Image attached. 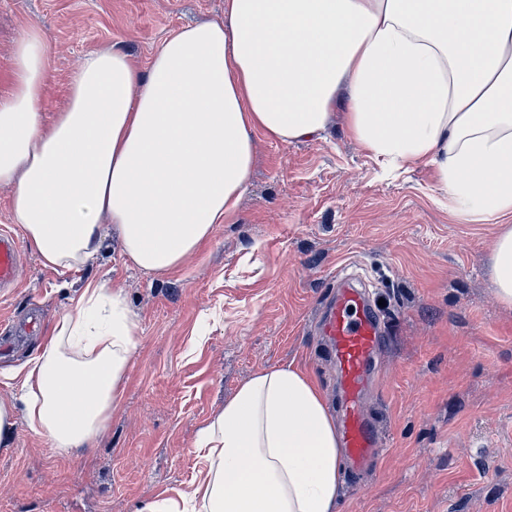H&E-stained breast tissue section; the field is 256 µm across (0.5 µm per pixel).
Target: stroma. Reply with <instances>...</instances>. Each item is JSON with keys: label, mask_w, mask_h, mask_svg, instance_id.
Masks as SVG:
<instances>
[{"label": "stroma", "mask_w": 512, "mask_h": 512, "mask_svg": "<svg viewBox=\"0 0 512 512\" xmlns=\"http://www.w3.org/2000/svg\"><path fill=\"white\" fill-rule=\"evenodd\" d=\"M224 0H0V97L12 48L31 25L49 44L44 110L68 104L89 52L120 44L138 67L180 27L218 19ZM506 222L458 216L431 168L384 173L336 108L321 137H257L235 216L165 276L108 237L96 262L65 272L26 249L0 317V402L87 278L121 289L139 324L123 391L95 448L61 456L17 419L0 446V512H136L178 498L197 470L199 432L258 371L293 365L333 401L334 373L311 322L338 266L384 300L386 344L367 406L389 448L343 479L340 512H512V307L496 293L494 250Z\"/></svg>", "instance_id": "obj_1"}]
</instances>
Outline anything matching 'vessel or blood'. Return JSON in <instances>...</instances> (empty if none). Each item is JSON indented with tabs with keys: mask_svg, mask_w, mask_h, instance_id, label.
Instances as JSON below:
<instances>
[{
	"mask_svg": "<svg viewBox=\"0 0 512 512\" xmlns=\"http://www.w3.org/2000/svg\"><path fill=\"white\" fill-rule=\"evenodd\" d=\"M22 251L14 234L0 228V288L18 283ZM340 394V427L346 464L359 474L373 467L386 441L368 413L365 399L379 377L383 329L369 291L346 270H338L336 289L319 324Z\"/></svg>",
	"mask_w": 512,
	"mask_h": 512,
	"instance_id": "obj_1",
	"label": "vessel or blood"
}]
</instances>
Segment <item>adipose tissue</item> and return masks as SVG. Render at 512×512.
I'll return each mask as SVG.
<instances>
[{
	"mask_svg": "<svg viewBox=\"0 0 512 512\" xmlns=\"http://www.w3.org/2000/svg\"><path fill=\"white\" fill-rule=\"evenodd\" d=\"M48 44L30 26L0 98V187L46 266L86 267L114 226L144 271L177 270L234 215L257 136L323 132L343 105L382 165L433 169L452 209L512 215V0H225L146 68L120 46L88 53L67 108L45 117ZM493 277L512 306V227ZM138 322L121 290L88 280L0 403V444L23 413L59 454L94 447L122 393ZM180 500L137 512H338L342 448L320 384L293 366L257 372L199 433Z\"/></svg>",
	"mask_w": 512,
	"mask_h": 512,
	"instance_id": "obj_1",
	"label": "adipose tissue"
}]
</instances>
